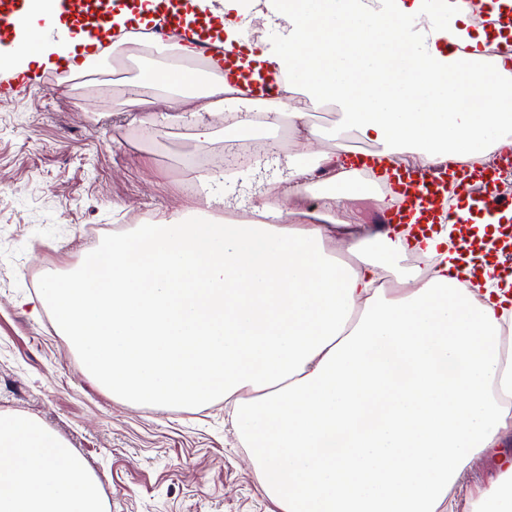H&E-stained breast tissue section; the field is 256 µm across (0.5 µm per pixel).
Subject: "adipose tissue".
<instances>
[{
  "label": "adipose tissue",
  "mask_w": 512,
  "mask_h": 512,
  "mask_svg": "<svg viewBox=\"0 0 512 512\" xmlns=\"http://www.w3.org/2000/svg\"><path fill=\"white\" fill-rule=\"evenodd\" d=\"M239 41L247 17L272 37L259 60L288 71L277 99L232 127L233 138L288 126L312 136L291 96L341 112L396 164L480 158L512 139V72L484 53L464 0H200ZM171 57L151 67L141 95L164 92L169 120L200 77L191 41L170 38ZM94 40L60 49L17 32L0 70L30 74L56 65L95 71ZM488 106L470 112L465 95ZM195 138L212 117L248 102L211 76L200 94ZM238 174L202 176L206 210L112 228V238L66 279H51L42 307L70 336L87 370L116 400L154 405L231 401L261 487L280 512H512V288L459 282L447 230L359 224L341 200L374 183L341 154L289 159L278 180H260L255 203L223 190ZM321 180L318 211L288 221L289 200ZM428 273L405 266L408 255ZM487 484L464 500L449 494L474 463ZM0 512H108L100 484L58 434L32 417L0 412Z\"/></svg>",
  "instance_id": "adipose-tissue-1"
}]
</instances>
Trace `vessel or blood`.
Instances as JSON below:
<instances>
[{"mask_svg":"<svg viewBox=\"0 0 512 512\" xmlns=\"http://www.w3.org/2000/svg\"><path fill=\"white\" fill-rule=\"evenodd\" d=\"M138 0H52L50 16L64 19L69 34L87 32L99 41L115 38L113 19L133 9ZM479 7L485 28L495 33L504 49L512 52V0H468ZM25 0H0V36L12 34L25 15ZM159 37L179 32L191 39L200 57L214 55L220 31L198 0H155L146 25ZM225 75L270 96L285 74L249 59L240 50L221 59ZM498 172L487 167L449 162L447 168L403 166L391 169L387 187L395 204L386 221L390 224H452L461 255L470 267L467 280L504 274L512 266V198L497 189ZM493 224L496 238L470 234L471 224Z\"/></svg>","mask_w":512,"mask_h":512,"instance_id":"vessel-or-blood-1","label":"vessel or blood"}]
</instances>
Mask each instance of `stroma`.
<instances>
[{
	"label": "stroma",
	"mask_w": 512,
	"mask_h": 512,
	"mask_svg": "<svg viewBox=\"0 0 512 512\" xmlns=\"http://www.w3.org/2000/svg\"><path fill=\"white\" fill-rule=\"evenodd\" d=\"M131 78L77 108L66 77L0 74V411L63 436L98 477L109 512H274L217 396L197 407L125 404L85 371L49 309L30 314L43 284L63 279L112 237V225L205 207L183 185L208 152L157 102L132 121ZM153 140L139 136L142 126Z\"/></svg>",
	"instance_id": "stroma-1"
}]
</instances>
